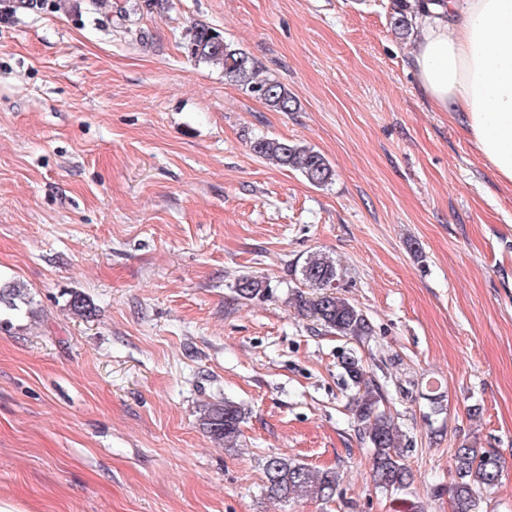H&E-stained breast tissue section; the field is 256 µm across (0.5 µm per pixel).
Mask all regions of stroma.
Segmentation results:
<instances>
[{"label": "stroma", "instance_id": "stroma-1", "mask_svg": "<svg viewBox=\"0 0 512 512\" xmlns=\"http://www.w3.org/2000/svg\"><path fill=\"white\" fill-rule=\"evenodd\" d=\"M0 20V500L21 512H452L451 455L494 450L479 512H512V183L410 69L396 0H69ZM205 24L296 99L277 112L183 48ZM314 147L310 185L257 157ZM321 252L372 325L325 332L294 297ZM265 296L240 300L238 278ZM79 292L93 313L69 311ZM355 349L406 436L384 491L340 366ZM444 395L434 411L427 391ZM246 413L237 445L203 405ZM283 455L330 502L269 499ZM255 155L280 167L298 171L311 185L322 187L332 181L334 171L318 150L276 138H258L252 142ZM30 303L24 288L18 286L0 288V326L2 327V324H8L10 322L8 318L2 320V313L18 311L20 304L27 305ZM244 409L232 400L208 403L200 409L199 425L217 443L232 446L242 436ZM264 489L270 499L311 497L330 501L339 485L338 474L284 456L271 455L263 463Z\"/></svg>", "mask_w": 512, "mask_h": 512}]
</instances>
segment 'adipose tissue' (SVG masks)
Returning a JSON list of instances; mask_svg holds the SVG:
<instances>
[{
	"instance_id": "ef3b65f1",
	"label": "adipose tissue",
	"mask_w": 512,
	"mask_h": 512,
	"mask_svg": "<svg viewBox=\"0 0 512 512\" xmlns=\"http://www.w3.org/2000/svg\"><path fill=\"white\" fill-rule=\"evenodd\" d=\"M417 82L458 112L486 165L512 182V0H441L420 19Z\"/></svg>"
}]
</instances>
